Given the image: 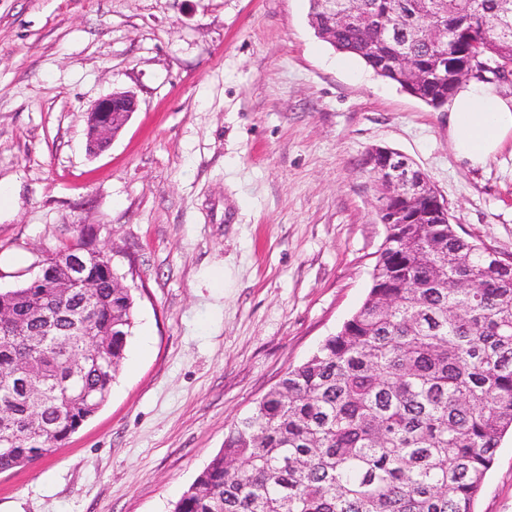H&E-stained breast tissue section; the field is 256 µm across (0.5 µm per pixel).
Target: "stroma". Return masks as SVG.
Returning <instances> with one entry per match:
<instances>
[{
  "mask_svg": "<svg viewBox=\"0 0 512 512\" xmlns=\"http://www.w3.org/2000/svg\"><path fill=\"white\" fill-rule=\"evenodd\" d=\"M309 5L0 0V291L84 224L136 299L107 401L0 473V512H171L231 424L365 300L386 235L371 146L412 159L460 234L512 255V144L467 166L447 110L338 65ZM120 91L138 109L89 153L87 112ZM474 510L512 512L511 434Z\"/></svg>",
  "mask_w": 512,
  "mask_h": 512,
  "instance_id": "obj_1",
  "label": "stroma"
}]
</instances>
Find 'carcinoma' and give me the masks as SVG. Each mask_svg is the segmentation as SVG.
Instances as JSON below:
<instances>
[{
	"label": "carcinoma",
	"instance_id": "carcinoma-1",
	"mask_svg": "<svg viewBox=\"0 0 512 512\" xmlns=\"http://www.w3.org/2000/svg\"><path fill=\"white\" fill-rule=\"evenodd\" d=\"M310 0L309 24L400 86L416 59L418 100L455 94L444 56L512 69V0ZM94 288L48 282L0 292V472L51 455L104 404L134 325L135 299L107 253L73 225ZM41 308L50 325L28 319ZM31 362V394L17 362ZM512 431V265L455 224H390L362 305L287 372L175 503L173 512H474Z\"/></svg>",
	"mask_w": 512,
	"mask_h": 512
}]
</instances>
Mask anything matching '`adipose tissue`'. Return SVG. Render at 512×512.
<instances>
[{
  "label": "adipose tissue",
  "mask_w": 512,
  "mask_h": 512,
  "mask_svg": "<svg viewBox=\"0 0 512 512\" xmlns=\"http://www.w3.org/2000/svg\"><path fill=\"white\" fill-rule=\"evenodd\" d=\"M448 137L458 158L485 165L512 141V96L494 86L470 82L448 103Z\"/></svg>",
  "instance_id": "ef3b65f1"
}]
</instances>
